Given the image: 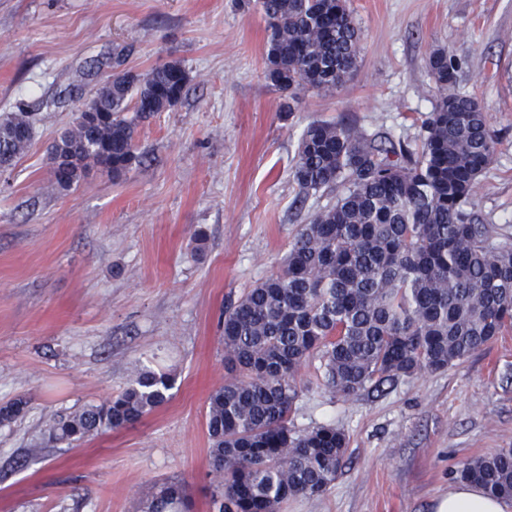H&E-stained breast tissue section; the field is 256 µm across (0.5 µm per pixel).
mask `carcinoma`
<instances>
[{"mask_svg": "<svg viewBox=\"0 0 512 512\" xmlns=\"http://www.w3.org/2000/svg\"><path fill=\"white\" fill-rule=\"evenodd\" d=\"M267 23L266 77L283 91H333L355 70L361 35L346 0H256ZM438 96L418 151L344 123L303 131L293 179L304 197L335 200L302 225L278 271L224 311V384L208 397L214 512H278L290 496L321 495L345 464L348 439L324 424L297 430L291 415L301 370L318 363L342 396L401 377L438 372L482 351L512 322V237L482 224L473 207L497 136L476 100L456 89L459 62L432 52ZM189 83L178 61L112 74V88L77 110L108 121H72L49 147L51 173L69 190L96 169L114 179L141 163L140 124L174 107ZM34 127L20 107L0 117V156L18 158ZM175 378L140 369L118 393L51 417L42 442L68 448L140 422L170 398ZM23 398L0 406V425L23 415ZM457 475L512 498V449L472 458ZM186 486L163 483L143 512H189Z\"/></svg>", "mask_w": 512, "mask_h": 512, "instance_id": "1", "label": "carcinoma"}]
</instances>
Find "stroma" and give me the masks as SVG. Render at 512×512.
I'll return each instance as SVG.
<instances>
[{
    "label": "stroma",
    "instance_id": "obj_1",
    "mask_svg": "<svg viewBox=\"0 0 512 512\" xmlns=\"http://www.w3.org/2000/svg\"><path fill=\"white\" fill-rule=\"evenodd\" d=\"M347 5L361 33L356 72L334 91L288 94L266 77V23L247 0H0V115L22 106L36 118L28 149L0 173V406L28 402L0 425V512H141L167 481L187 483L192 512H211L205 414L224 382V307L275 273L301 225L334 200L301 198V134L343 122L419 148L435 50L460 60L456 88L498 137L475 211L512 234V0ZM119 52L137 72L180 61L187 90L139 126L142 162L127 176L94 171L56 190L47 149ZM97 59L104 68L74 86ZM145 367L174 376L165 404L26 459L51 416ZM301 378L295 428L335 425L349 447L328 491L280 512H435L464 462L512 448L510 326L483 352L381 393H332L311 366Z\"/></svg>",
    "mask_w": 512,
    "mask_h": 512
}]
</instances>
